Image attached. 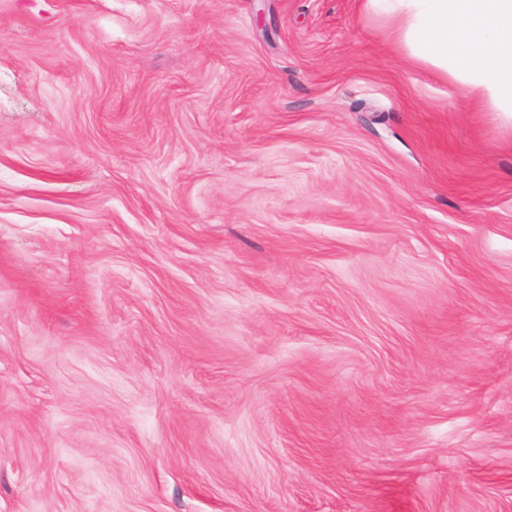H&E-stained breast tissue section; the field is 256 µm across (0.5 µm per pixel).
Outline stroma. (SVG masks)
<instances>
[{
	"instance_id": "1",
	"label": "stroma",
	"mask_w": 512,
	"mask_h": 512,
	"mask_svg": "<svg viewBox=\"0 0 512 512\" xmlns=\"http://www.w3.org/2000/svg\"><path fill=\"white\" fill-rule=\"evenodd\" d=\"M360 0H0V512H512V127Z\"/></svg>"
}]
</instances>
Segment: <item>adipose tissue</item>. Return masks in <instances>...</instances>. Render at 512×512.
<instances>
[{
    "mask_svg": "<svg viewBox=\"0 0 512 512\" xmlns=\"http://www.w3.org/2000/svg\"><path fill=\"white\" fill-rule=\"evenodd\" d=\"M395 45L512 125V0H363Z\"/></svg>",
    "mask_w": 512,
    "mask_h": 512,
    "instance_id": "1",
    "label": "adipose tissue"
}]
</instances>
